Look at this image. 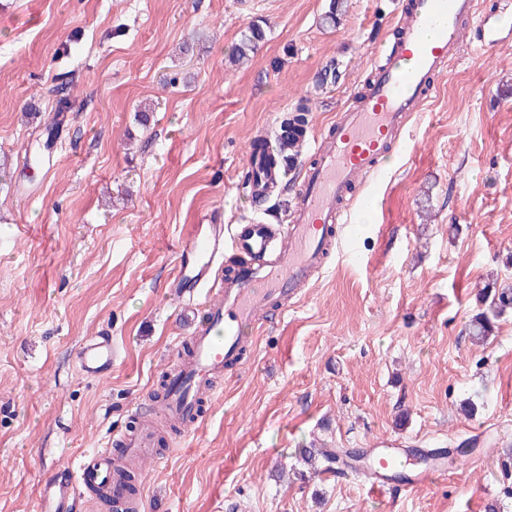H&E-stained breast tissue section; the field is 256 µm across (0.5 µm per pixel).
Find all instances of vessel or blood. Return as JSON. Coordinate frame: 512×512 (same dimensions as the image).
I'll return each mask as SVG.
<instances>
[{"label":"vessel or blood","instance_id":"b4317fda","mask_svg":"<svg viewBox=\"0 0 512 512\" xmlns=\"http://www.w3.org/2000/svg\"><path fill=\"white\" fill-rule=\"evenodd\" d=\"M477 21L480 48L502 40V31L489 18L478 17L475 0H405L398 35L385 63L377 65L370 81L342 109L319 143L316 162L297 191L298 204L282 235L265 224H240L225 233L219 215L193 225L179 250L176 282L181 288H206L217 301L206 302V320L189 337L188 351L177 352L179 370L168 379L169 394L157 401L160 418L193 424L198 419L197 391L210 389L213 378L238 368L245 329L256 327L272 303L302 294L321 271L329 250L347 239V201L361 177L372 173L394 152L399 134L413 112L419 111L436 89L435 74L462 49L463 20ZM251 195L260 196L280 175L262 154H250ZM245 253L252 262L234 275L213 278L215 264L225 251ZM80 371L102 375L112 368V339L94 336L77 352ZM123 454L110 445L81 461L73 475L76 485L115 486L119 472L133 460L154 454L150 431L116 436ZM417 468L412 485L442 475L446 457L427 448L385 449L368 471L376 482L393 480L398 466Z\"/></svg>","mask_w":512,"mask_h":512}]
</instances>
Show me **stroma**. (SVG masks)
I'll use <instances>...</instances> for the list:
<instances>
[{
  "instance_id": "obj_1",
  "label": "stroma",
  "mask_w": 512,
  "mask_h": 512,
  "mask_svg": "<svg viewBox=\"0 0 512 512\" xmlns=\"http://www.w3.org/2000/svg\"><path fill=\"white\" fill-rule=\"evenodd\" d=\"M0 0V512H40L48 481L129 424L196 326L174 294L189 225L285 224L314 141L397 35L400 0ZM265 33L233 62L242 32ZM413 113L391 168L353 202L355 254L253 329L238 369L148 462L140 512H512V311L469 333L512 283V41L465 43ZM75 110L44 150L57 99ZM308 136L277 192L247 156L299 105ZM147 113L140 123L139 113ZM108 336L109 374L76 352ZM450 448L405 491L360 472L293 471L300 449ZM491 288L490 293L487 291L481 300L487 303L494 288L487 310L478 313L470 324L469 331L476 341L489 336L494 329V320L512 306L511 283H501L498 286L495 284ZM488 311L492 313V317L489 316Z\"/></svg>"
}]
</instances>
